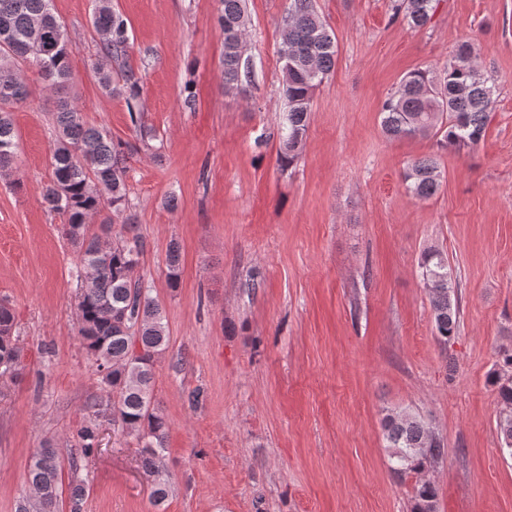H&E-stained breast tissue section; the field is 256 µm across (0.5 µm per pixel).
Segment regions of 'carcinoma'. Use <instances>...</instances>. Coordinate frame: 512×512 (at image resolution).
Segmentation results:
<instances>
[{
  "label": "carcinoma",
  "instance_id": "obj_1",
  "mask_svg": "<svg viewBox=\"0 0 512 512\" xmlns=\"http://www.w3.org/2000/svg\"><path fill=\"white\" fill-rule=\"evenodd\" d=\"M279 57L282 94L286 105L277 162L281 169L299 160L310 124L313 93L333 72L336 38L314 7V0H288ZM439 0H395L394 16L413 28L432 19ZM92 25L100 36L91 68L109 94L125 97L136 142L115 140L103 128L88 124L79 105L60 100L52 113L51 177L42 187L46 208L64 218L63 232L76 247L73 276L77 282L78 333L95 366L106 400L87 404L89 414L77 432V448L62 459L56 446L45 441L32 456L27 483L32 504L18 512H60L63 477H68L69 512H82L88 493L82 471L98 450L100 427L107 423L142 444V467L153 477L154 505L169 494V473L161 464L169 433L166 418L154 403L152 383L157 360L168 347L164 311L143 280L134 276L144 242L130 213L127 191L128 161L141 150L156 151V135L137 116L142 76L127 61L129 37L124 19L105 4L93 0ZM218 22L224 36V89L249 95L250 68L244 40L248 17L246 0H220ZM53 12V0H0V171L9 172L18 157L12 112L26 103L33 90L22 77L34 68L52 86L73 83L70 58L73 47L66 29ZM51 39L55 51L40 62L32 55V42ZM496 85L485 75L468 42L460 43L440 67L408 72L397 90L383 103L381 127L391 140L440 137L445 147L474 148L484 140ZM412 198H432L441 186L436 157L409 161L401 174ZM110 212L102 223L94 217ZM121 220V233L112 239L113 219ZM167 278L177 287L181 267L179 245L168 248ZM419 276L429 300L436 339L446 344L459 326L458 288L447 254L436 246L425 248L418 262ZM22 360L12 308L0 302V377L14 376ZM498 404L497 428L503 449L512 456V351H501L500 368L492 373ZM383 437L392 449L390 463L397 476H417L412 512H425L438 504L434 483L424 474L439 464L444 441L420 416L407 410L387 409L382 418Z\"/></svg>",
  "mask_w": 512,
  "mask_h": 512
}]
</instances>
